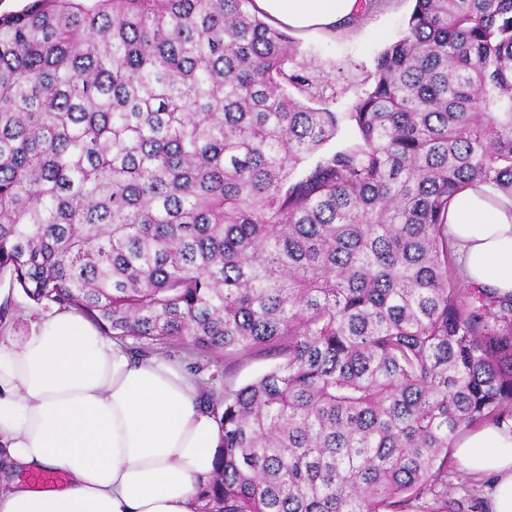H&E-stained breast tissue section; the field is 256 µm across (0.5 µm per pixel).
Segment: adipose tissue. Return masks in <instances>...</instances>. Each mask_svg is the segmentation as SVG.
Listing matches in <instances>:
<instances>
[{"instance_id":"adipose-tissue-1","label":"adipose tissue","mask_w":512,"mask_h":512,"mask_svg":"<svg viewBox=\"0 0 512 512\" xmlns=\"http://www.w3.org/2000/svg\"><path fill=\"white\" fill-rule=\"evenodd\" d=\"M277 27L303 35L357 18L360 0H254ZM448 232L463 276L512 294V200L459 191ZM191 377L165 360L136 362L74 311L0 346V450L20 473L61 472L36 487L10 480L0 512H197L195 482L214 467L221 431ZM467 472L492 478L490 512H512V418L463 434Z\"/></svg>"}]
</instances>
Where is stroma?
<instances>
[{
  "label": "stroma",
  "instance_id": "obj_1",
  "mask_svg": "<svg viewBox=\"0 0 512 512\" xmlns=\"http://www.w3.org/2000/svg\"><path fill=\"white\" fill-rule=\"evenodd\" d=\"M413 7L414 0H380L349 25L300 36L288 67L307 68L331 111H350L354 101L373 83L377 55L401 36ZM0 293L15 299L12 315L0 324V344L8 346L29 336L48 312L33 305L21 290L11 289L8 276L0 277ZM448 484L464 488L462 512H489L488 480L473 479L459 460H451L448 466Z\"/></svg>",
  "mask_w": 512,
  "mask_h": 512
}]
</instances>
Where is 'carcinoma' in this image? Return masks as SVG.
<instances>
[{"label": "carcinoma", "mask_w": 512, "mask_h": 512, "mask_svg": "<svg viewBox=\"0 0 512 512\" xmlns=\"http://www.w3.org/2000/svg\"><path fill=\"white\" fill-rule=\"evenodd\" d=\"M252 2L0 13V274L190 359L199 512H452L458 435L512 414V294L461 284L447 224L467 187L512 198V0H415L345 113L288 93L313 76ZM278 360L268 357H243L232 364L233 376L237 385H242L273 367Z\"/></svg>", "instance_id": "cac0c4a2"}]
</instances>
